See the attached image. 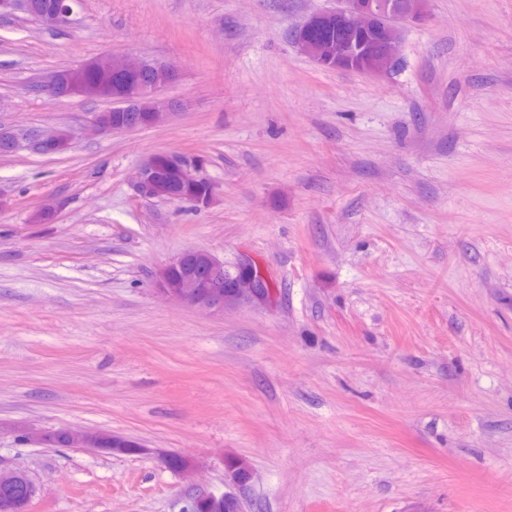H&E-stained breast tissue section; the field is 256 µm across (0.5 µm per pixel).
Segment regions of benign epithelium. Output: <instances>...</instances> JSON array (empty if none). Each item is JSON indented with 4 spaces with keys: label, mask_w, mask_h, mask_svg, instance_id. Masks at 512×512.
<instances>
[{
    "label": "benign epithelium",
    "mask_w": 512,
    "mask_h": 512,
    "mask_svg": "<svg viewBox=\"0 0 512 512\" xmlns=\"http://www.w3.org/2000/svg\"><path fill=\"white\" fill-rule=\"evenodd\" d=\"M335 9L311 16L299 29H308L328 17L336 22V40L315 45L293 37L299 51L323 69L338 72H361L382 75L392 71L399 63V48L406 26L424 21L427 0H336ZM79 0H47L41 7V20L54 27H67L72 22L74 7ZM153 70L156 81L149 87L133 84L118 93L112 88V74L124 73L138 77ZM98 73V80L90 85L85 74ZM177 72L164 63H150L147 58L134 56L117 58L103 54L76 65L55 70L35 85V90L54 99L95 97L112 103L110 110L125 112L138 99L151 100L150 125L169 120L172 103L159 97V90L173 82ZM104 113H97L94 126L102 132H124L139 128L136 123L114 124L103 121ZM69 135L63 130L40 133L31 142L43 155H54L68 146ZM165 161L174 179L184 185L204 180L200 175L202 160L179 153H156L147 157L138 167L133 183L135 193L143 198H157L162 191L159 161ZM252 265L241 261L228 268L224 261L203 249H187L178 254L157 275L158 295L187 307L222 314L224 309L240 305H262L270 301V282L264 272L246 275ZM60 433L68 445L92 448L110 453L112 448H141L136 440L105 431L61 428Z\"/></svg>",
    "instance_id": "7a95c632"
}]
</instances>
